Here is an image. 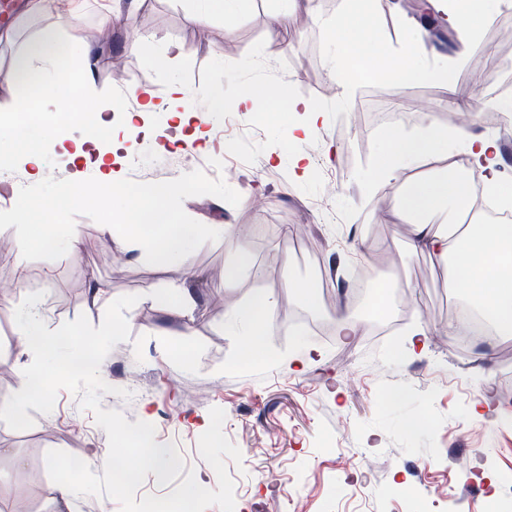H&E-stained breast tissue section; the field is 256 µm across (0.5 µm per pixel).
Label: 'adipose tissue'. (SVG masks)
<instances>
[{"mask_svg":"<svg viewBox=\"0 0 512 512\" xmlns=\"http://www.w3.org/2000/svg\"><path fill=\"white\" fill-rule=\"evenodd\" d=\"M492 0H426L428 13L442 15L458 35V49H465L476 30L475 18L486 15ZM380 0H347L346 10L329 25L335 51L327 60L331 75L342 92H349L350 83L345 74L356 58L354 43L345 41L348 24H355L363 41H370L376 30ZM62 27L53 25L43 29L29 42L20 56L17 67L32 74L34 63H53L60 46ZM430 50L420 39L409 38L395 53L387 54L383 65L390 74L400 79H428L450 95L470 102L472 93L456 88L448 80V68L432 65ZM132 99L139 101L142 112H164L177 126L187 128V140L199 138L198 129L189 128L190 114L184 106L185 94L179 85H172L165 102H158L154 92L146 86L130 89ZM388 150L383 161L371 173L368 186L383 187L393 184L408 169L424 160L447 155L451 143H458L471 163L464 178L458 180H415L398 203L402 213L439 210L448 198L469 199L475 187L493 189L497 186L498 160L492 141L484 136L461 129L451 132L437 124H430L420 132L409 133L399 127L384 129ZM98 188L125 198L127 215L142 216L154 211L155 202L149 195L130 194L125 182L114 176L105 152H97ZM206 231L202 224H184L175 217L152 225L153 251L158 262L172 264L181 259L187 245ZM411 245L415 251L444 257L448 261L447 281L449 295L462 298L491 318L501 336L512 335V225L511 224H452L447 231H434L431 225L418 223L413 227ZM274 303L271 292L255 293L243 311L247 325L243 336L244 348L255 358L269 356L267 338L274 329ZM50 400L53 385L41 370H29L15 382L0 384V404L24 413L30 396Z\"/></svg>","mask_w":512,"mask_h":512,"instance_id":"obj_1","label":"adipose tissue"}]
</instances>
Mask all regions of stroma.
Returning a JSON list of instances; mask_svg holds the SVG:
<instances>
[{"label":"stroma","mask_w":512,"mask_h":512,"mask_svg":"<svg viewBox=\"0 0 512 512\" xmlns=\"http://www.w3.org/2000/svg\"><path fill=\"white\" fill-rule=\"evenodd\" d=\"M27 2L0 0V31L13 33L0 42V113L18 111L25 95L17 57L57 19L51 8L27 13ZM423 2L383 0L376 25L388 49L417 31ZM198 9V0H71L74 23L63 34L68 52L48 71L67 92V110L53 113L54 130L46 136L37 122L0 123V153L11 158L0 176H18L25 195L54 203L50 220L58 234L75 224L83 235L76 256L63 249L0 252V283L27 276L25 287L10 291L13 306L0 307V383L15 381L32 361L19 346L13 310L28 294L42 293L51 329L82 314L100 325L106 300L134 295L138 301L125 313L130 337L99 369L105 383L132 397L106 394L101 406L129 422L153 424L155 442L175 445L208 489L216 488L217 476L198 441L210 409L221 408L223 432L242 455L227 465L235 512H512V489L504 484L512 477V335L488 332L464 341L449 335L456 299L445 286L444 263L410 252L411 226L420 216H401L394 204L408 181L444 178L469 163L433 158L372 197L363 194L386 150L367 114L396 107L448 127L447 94L427 81L359 79L337 106L324 32L343 0L302 2L274 34L268 23L280 13V0H250L234 17L218 13L202 23ZM103 26L112 31L110 42L89 38ZM419 33L449 52L456 42L444 24L437 33ZM163 53L168 60L161 69L156 58ZM510 58L512 8L502 7L479 23L466 55L450 52L448 76L485 111L498 104L497 69ZM174 81L203 120L204 138L186 146L197 154L195 166H178L186 147L167 143L172 123L165 113L148 114L132 137L123 116L112 120L114 137L131 143L114 165L128 188L141 175H157L180 185L169 207L181 222L224 227L196 240L179 263L165 265L153 257L150 232L123 216V201L75 202L64 187L77 174L90 186L97 180L92 163L76 166L67 155L90 134L83 114L120 104L143 83L165 97ZM270 85L286 90V98L267 99ZM215 94L233 108L211 111ZM245 94L252 99L246 108L238 104ZM293 98L327 109L310 142L288 136L296 120L288 110ZM19 129L43 137L40 177H32L11 142ZM298 153L335 178L330 214L318 211L321 181L312 174L294 178L290 159ZM105 224L117 225V236L104 234ZM243 246L249 266L225 281V265ZM188 276L199 294L189 314L167 294ZM93 278L105 301H93ZM292 279L328 285L311 304L289 287ZM262 288L274 293L277 329L267 338L270 359L251 361L243 356L244 323L234 314ZM342 309L358 319L354 335L336 332ZM418 329L426 333L424 349L403 356ZM167 347L189 349L193 357L162 358ZM296 351L309 362L282 363ZM478 396L490 398V418L473 414ZM29 415L34 424L24 431L0 421V512H55L48 451L73 454L97 474L109 451L93 412L80 409L68 390L59 391L50 413Z\"/></svg>","instance_id":"35a3bbf8"}]
</instances>
